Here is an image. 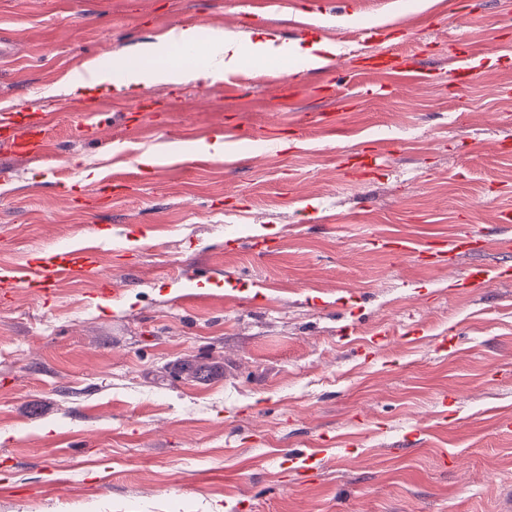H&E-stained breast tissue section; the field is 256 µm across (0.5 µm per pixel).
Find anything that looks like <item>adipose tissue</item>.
I'll use <instances>...</instances> for the list:
<instances>
[{"label":"adipose tissue","instance_id":"1","mask_svg":"<svg viewBox=\"0 0 512 512\" xmlns=\"http://www.w3.org/2000/svg\"><path fill=\"white\" fill-rule=\"evenodd\" d=\"M198 39L195 28L183 27L167 32L155 43L143 45L139 54L145 61L144 67L129 71L123 82L113 84L114 93L121 95L131 87L144 84H181L202 77L220 80L224 77L225 68L235 65L243 55L262 56L274 43L273 37L267 34L245 41L218 27L213 29L211 35L212 55L216 60L214 66L200 73L182 70L174 65L159 67V60L168 56L172 45H192Z\"/></svg>","mask_w":512,"mask_h":512}]
</instances>
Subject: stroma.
I'll return each mask as SVG.
<instances>
[{
	"mask_svg": "<svg viewBox=\"0 0 512 512\" xmlns=\"http://www.w3.org/2000/svg\"><path fill=\"white\" fill-rule=\"evenodd\" d=\"M403 2L293 0L286 18L250 0H0V113L48 116L42 156L0 151V274L95 262L50 299L0 302V512H502L512 277L456 282L512 267V0L446 20L426 0L405 31ZM179 19L195 66L221 27L333 42L344 78L246 60L230 87L68 94L92 71L123 80L113 57ZM462 33L481 71L464 88L446 77ZM408 62L434 77L389 88L385 65ZM90 116L113 150L76 133ZM217 134L223 159L197 151ZM466 229L484 251L431 256ZM193 357L214 364L206 383L170 374Z\"/></svg>",
	"mask_w": 512,
	"mask_h": 512,
	"instance_id": "stroma-1",
	"label": "stroma"
}]
</instances>
